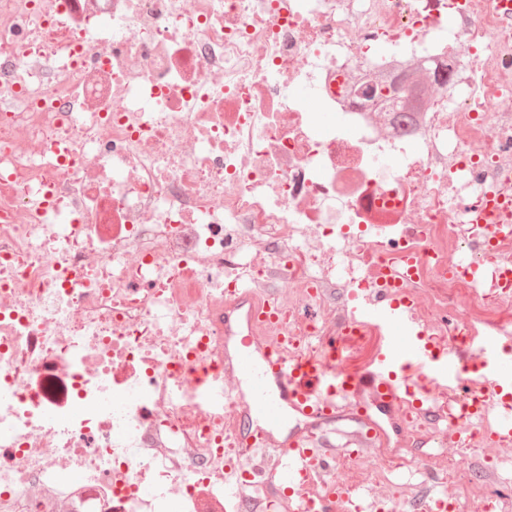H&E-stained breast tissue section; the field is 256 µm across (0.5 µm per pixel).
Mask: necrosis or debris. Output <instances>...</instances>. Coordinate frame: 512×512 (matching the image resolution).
<instances>
[{
  "instance_id": "necrosis-or-debris-1",
  "label": "necrosis or debris",
  "mask_w": 512,
  "mask_h": 512,
  "mask_svg": "<svg viewBox=\"0 0 512 512\" xmlns=\"http://www.w3.org/2000/svg\"><path fill=\"white\" fill-rule=\"evenodd\" d=\"M401 74L421 110L375 111ZM497 196L496 0H0V512H226L233 289L311 343L403 256L496 287Z\"/></svg>"
}]
</instances>
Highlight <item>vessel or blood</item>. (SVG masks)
<instances>
[{"label": "vessel or blood", "mask_w": 512, "mask_h": 512, "mask_svg": "<svg viewBox=\"0 0 512 512\" xmlns=\"http://www.w3.org/2000/svg\"><path fill=\"white\" fill-rule=\"evenodd\" d=\"M335 335L320 349H304L281 337H243L244 351L226 360L224 372L248 384L251 397L240 407L241 418L267 424L261 439L288 461V487L305 489L315 512H352L349 489L331 483L327 459L333 449L312 446V431L328 419L346 420L343 452L374 458L387 443L383 428L364 411L387 417L401 435L413 426L441 431L449 447H462L471 428L493 419L491 439L512 452V359L505 352L512 338L491 334L484 322L471 319L466 339L431 335L411 295L380 288L368 298L356 290L343 292ZM378 337L369 360L355 364L362 327ZM297 426L285 429L288 416ZM240 465L251 483L270 480V471L252 454L253 435L237 434ZM409 512H449L453 496L438 489L433 469H426L420 489L405 501Z\"/></svg>", "instance_id": "obj_1"}]
</instances>
